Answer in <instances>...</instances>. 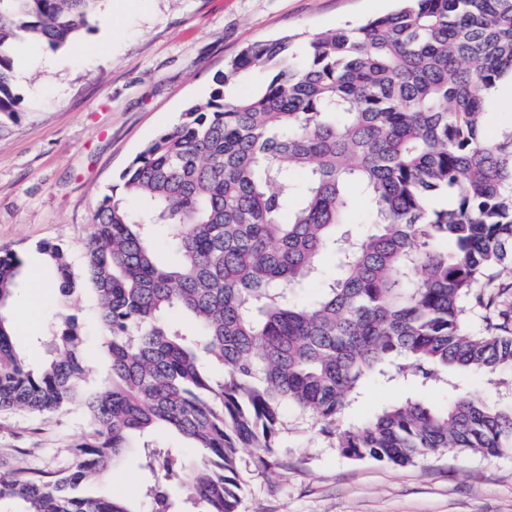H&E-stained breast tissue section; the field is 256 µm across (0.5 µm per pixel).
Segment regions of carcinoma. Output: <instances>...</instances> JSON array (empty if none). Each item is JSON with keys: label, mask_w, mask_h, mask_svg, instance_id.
<instances>
[{"label": "carcinoma", "mask_w": 512, "mask_h": 512, "mask_svg": "<svg viewBox=\"0 0 512 512\" xmlns=\"http://www.w3.org/2000/svg\"><path fill=\"white\" fill-rule=\"evenodd\" d=\"M99 2L0 0V113L20 102L16 45L68 49ZM404 2L359 27L246 46L98 201L81 277L60 245H37L61 307L81 284L96 298L104 386L88 388L73 313L47 336L56 356L30 366L2 313L22 261L0 254V412L75 406L84 426L70 469L0 471V508L141 512L88 490L139 451L152 512H176L173 481L190 512H239L245 472H272L286 407L349 458L404 466L512 449V303H499L512 270V125L490 137L485 112L512 72V0ZM255 71L267 81L233 93ZM359 197L369 231H339ZM160 228L167 264L152 247ZM312 282L321 293L301 300ZM461 372L487 377L499 399L459 392ZM370 384L454 395L441 406L411 395L343 423ZM157 427L194 455L154 445Z\"/></svg>", "instance_id": "cac0c4a2"}]
</instances>
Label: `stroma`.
<instances>
[{"label": "stroma", "mask_w": 512, "mask_h": 512, "mask_svg": "<svg viewBox=\"0 0 512 512\" xmlns=\"http://www.w3.org/2000/svg\"><path fill=\"white\" fill-rule=\"evenodd\" d=\"M395 0H138L113 34L102 27L64 52L23 46L14 68L22 103L0 114V250L51 280L35 246L61 245L80 265L96 203L131 159L180 112L207 97L213 75L249 43L320 32L387 14ZM100 45L96 54L89 44ZM86 327L91 385H105L104 330L89 290L71 301ZM56 295L21 278L7 310L32 363L48 356ZM83 431L71 408L50 417L0 413V470L57 472ZM274 474L247 476L241 512H512V453L450 451L395 466L342 456L309 420L290 416Z\"/></svg>", "instance_id": "obj_1"}]
</instances>
